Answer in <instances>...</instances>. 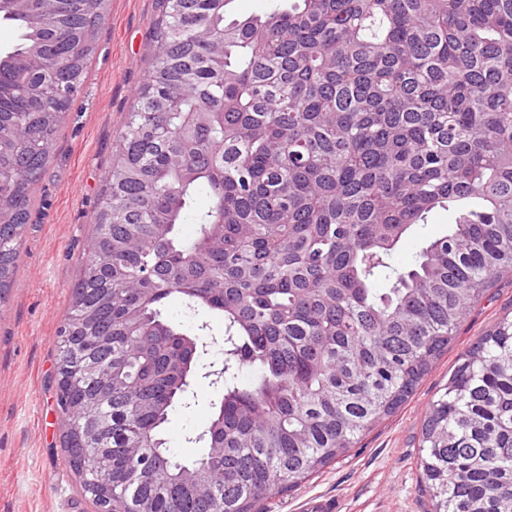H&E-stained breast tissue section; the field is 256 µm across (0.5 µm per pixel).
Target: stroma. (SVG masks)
Instances as JSON below:
<instances>
[{"label":"stroma","instance_id":"35a3bbf8","mask_svg":"<svg viewBox=\"0 0 512 512\" xmlns=\"http://www.w3.org/2000/svg\"><path fill=\"white\" fill-rule=\"evenodd\" d=\"M156 0H111L83 94L67 114L33 195L15 282L0 307V512H95L64 452L55 402L58 331L83 258V243L111 159L112 142L151 61L149 27ZM453 217L433 213L399 249L406 268ZM512 318V275L500 277L464 319L459 336L416 392L350 451L258 512H303L321 499L339 512H429L420 488L419 441L431 399L443 393L458 355L503 317ZM220 390L196 379L188 405L166 426L185 462L203 451L196 436Z\"/></svg>","mask_w":512,"mask_h":512}]
</instances>
